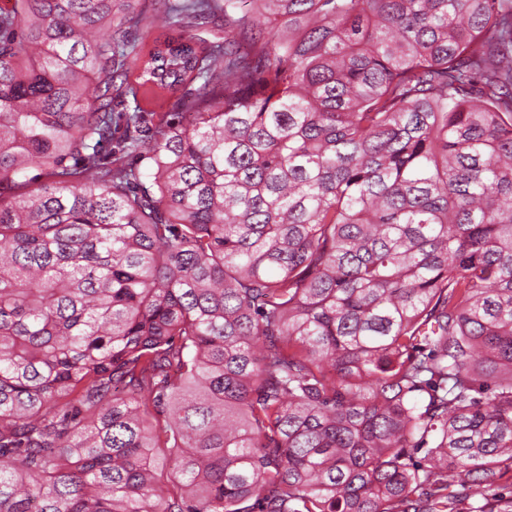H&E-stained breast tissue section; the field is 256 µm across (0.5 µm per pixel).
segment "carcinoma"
Instances as JSON below:
<instances>
[{
    "instance_id": "cac0c4a2",
    "label": "carcinoma",
    "mask_w": 512,
    "mask_h": 512,
    "mask_svg": "<svg viewBox=\"0 0 512 512\" xmlns=\"http://www.w3.org/2000/svg\"><path fill=\"white\" fill-rule=\"evenodd\" d=\"M155 4L0 7V512H512V0Z\"/></svg>"
}]
</instances>
